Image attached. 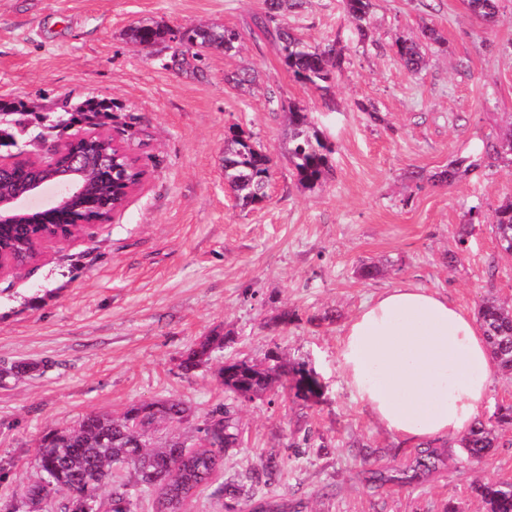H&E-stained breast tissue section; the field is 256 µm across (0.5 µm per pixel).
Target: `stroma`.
Listing matches in <instances>:
<instances>
[{
  "label": "stroma",
  "mask_w": 512,
  "mask_h": 512,
  "mask_svg": "<svg viewBox=\"0 0 512 512\" xmlns=\"http://www.w3.org/2000/svg\"><path fill=\"white\" fill-rule=\"evenodd\" d=\"M373 4L370 43L358 41L342 0H303L276 17L308 43L343 48L342 70L321 91L295 80L259 28L265 0H0V156L36 154L43 140L76 133L68 108L105 103L98 122L147 173L111 223L0 280V512H68L67 495L37 508L23 497L45 434L169 399L190 415L158 427L159 440L176 432L194 444L227 402L239 420L216 482L240 495L203 488L184 512H480L477 486L512 480L510 427L481 461L443 440L436 470L415 471L418 446L373 423L338 367L346 323L387 289L425 288L471 314L485 297L512 298V259L490 225L457 249L471 207L489 216L512 200V158L485 153L512 125V0H498L492 26L466 0ZM143 23L233 28L242 46L172 67L164 45L128 40ZM426 27L442 41L414 76L392 45ZM243 69L251 88L231 80ZM293 107L332 150L310 187L288 160ZM236 133L273 164L266 199L247 207L224 183V141ZM460 158L470 171L435 180ZM365 263L384 275L361 279ZM214 334L223 345L184 372L183 353ZM274 357L313 372L319 398L279 389L230 401L224 361ZM21 362L30 370L14 376ZM272 454L280 471L256 481ZM399 470L416 476L393 481Z\"/></svg>",
  "instance_id": "35a3bbf8"
}]
</instances>
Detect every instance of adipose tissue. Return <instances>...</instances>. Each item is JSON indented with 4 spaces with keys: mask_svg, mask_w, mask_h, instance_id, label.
Segmentation results:
<instances>
[{
    "mask_svg": "<svg viewBox=\"0 0 512 512\" xmlns=\"http://www.w3.org/2000/svg\"><path fill=\"white\" fill-rule=\"evenodd\" d=\"M339 366L363 408L405 443L453 440L478 414L490 383L480 325L423 288H392L347 323Z\"/></svg>",
    "mask_w": 512,
    "mask_h": 512,
    "instance_id": "ef3b65f1",
    "label": "adipose tissue"
}]
</instances>
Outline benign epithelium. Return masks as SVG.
Masks as SVG:
<instances>
[{"label": "benign epithelium", "mask_w": 512, "mask_h": 512, "mask_svg": "<svg viewBox=\"0 0 512 512\" xmlns=\"http://www.w3.org/2000/svg\"><path fill=\"white\" fill-rule=\"evenodd\" d=\"M53 171L58 193L30 213L27 203L40 193L43 180L12 177L22 163ZM138 166L127 149L105 129L83 130L45 146L41 156L0 159V230L9 232L12 251L0 246V279L20 275L47 249L75 241L84 229L109 224L117 213L113 200L139 190L128 172Z\"/></svg>", "instance_id": "1"}]
</instances>
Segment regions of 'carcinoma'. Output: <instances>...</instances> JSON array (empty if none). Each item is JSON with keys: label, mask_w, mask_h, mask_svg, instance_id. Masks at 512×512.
Segmentation results:
<instances>
[{"label": "carcinoma", "mask_w": 512, "mask_h": 512, "mask_svg": "<svg viewBox=\"0 0 512 512\" xmlns=\"http://www.w3.org/2000/svg\"><path fill=\"white\" fill-rule=\"evenodd\" d=\"M372 0H344V10L360 40H373L368 20ZM470 11L491 25L498 13L497 0H468ZM275 50L282 56L294 77L317 89L327 88L342 68V50L334 44H310L293 34L286 27L271 32ZM128 37L144 46L167 43L174 39L186 49L197 48L192 54L202 60L207 45L229 54L238 48L240 33L235 29L217 30L186 29L174 31L158 24H142L131 28ZM440 37L433 28H427L422 38L395 42V54L400 64L410 74H418L425 66L423 44L438 43ZM486 153L496 158L512 155V128L486 144ZM331 149L319 131L300 111L290 112L288 130V155L294 175L303 185L320 181L330 169ZM272 164L270 157L251 141L239 135L224 141V183L238 203L246 206L263 201L267 196ZM485 223V215L474 207L466 224L462 225L457 239L459 249H464L474 226ZM492 231L500 252L512 256V202L498 207L490 219ZM479 323L484 328L493 367L503 374L512 375V305L496 298L482 300L478 309ZM220 342L217 336H207L185 351L180 367L190 373L205 364L211 357L210 347ZM278 367L261 368L255 364L232 365L222 376L229 392L243 389L255 395L266 392L275 382ZM187 407L179 400L164 402L163 416L170 423L183 421ZM130 407L117 418L88 415L77 427L61 432H50L43 437L38 450V468L41 476L27 487L26 496L40 502L51 493L70 496L71 512H92L95 492L115 473H126L122 487L142 490L162 489L167 482L182 477L178 462L189 457L191 467L207 475L209 485L224 466V448L234 443L238 435V421L231 406L219 410V430L214 436L213 448L206 453H195L184 448L154 447L148 443L142 453L128 447L127 432ZM512 426V404H503L495 413V421L480 417L460 439V448L469 460H480L499 445V428ZM483 512H512V482L499 481L484 484L477 489Z\"/></svg>", "instance_id": "cac0c4a2"}]
</instances>
